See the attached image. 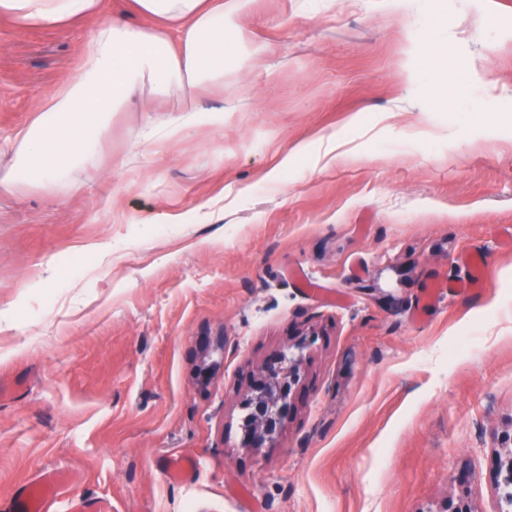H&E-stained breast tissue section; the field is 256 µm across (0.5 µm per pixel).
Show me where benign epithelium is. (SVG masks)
<instances>
[{"label":"benign epithelium","mask_w":512,"mask_h":512,"mask_svg":"<svg viewBox=\"0 0 512 512\" xmlns=\"http://www.w3.org/2000/svg\"><path fill=\"white\" fill-rule=\"evenodd\" d=\"M292 359L285 353L273 356L261 369L254 387V397L245 403L249 410L248 442L262 448L275 440L278 428L288 415V365ZM493 472L496 479L512 477V449L505 448L495 456Z\"/></svg>","instance_id":"1"}]
</instances>
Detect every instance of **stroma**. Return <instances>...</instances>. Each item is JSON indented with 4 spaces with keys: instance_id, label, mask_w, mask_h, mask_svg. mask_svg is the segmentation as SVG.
Wrapping results in <instances>:
<instances>
[{
    "instance_id": "obj_1",
    "label": "stroma",
    "mask_w": 512,
    "mask_h": 512,
    "mask_svg": "<svg viewBox=\"0 0 512 512\" xmlns=\"http://www.w3.org/2000/svg\"><path fill=\"white\" fill-rule=\"evenodd\" d=\"M231 22L248 40L200 100L223 126L134 155L146 115L116 112L76 190L0 199V512L46 466L115 512H502L512 0H254ZM90 31L0 20V142ZM468 257L482 291L421 309ZM299 344L280 435L248 447L241 403Z\"/></svg>"
}]
</instances>
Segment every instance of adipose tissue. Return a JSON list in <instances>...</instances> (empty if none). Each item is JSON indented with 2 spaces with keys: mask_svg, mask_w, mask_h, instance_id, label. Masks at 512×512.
I'll use <instances>...</instances> for the list:
<instances>
[{
  "mask_svg": "<svg viewBox=\"0 0 512 512\" xmlns=\"http://www.w3.org/2000/svg\"><path fill=\"white\" fill-rule=\"evenodd\" d=\"M225 0H131L145 26L125 16L101 20L103 0H0V17L58 31L93 24L77 73L62 77L33 119L0 146L13 161L0 171V197L29 188L52 191L77 166L96 164L116 112H146L154 100L178 94L175 114L148 120L137 142L174 144L201 124L223 125V112L205 111L197 96L224 82Z\"/></svg>",
  "mask_w": 512,
  "mask_h": 512,
  "instance_id": "adipose-tissue-1",
  "label": "adipose tissue"
}]
</instances>
